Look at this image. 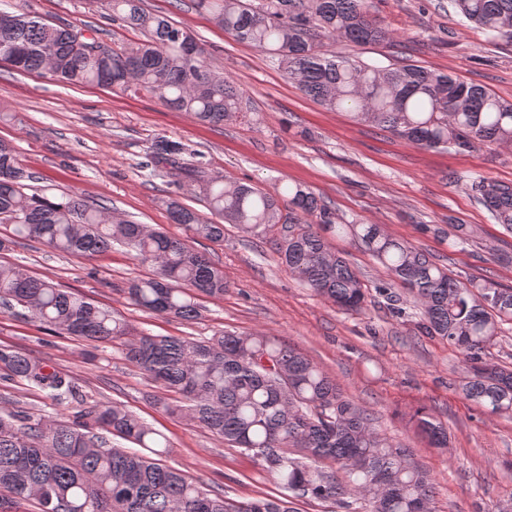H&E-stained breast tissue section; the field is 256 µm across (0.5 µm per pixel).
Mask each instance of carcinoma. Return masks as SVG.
<instances>
[{
  "mask_svg": "<svg viewBox=\"0 0 512 512\" xmlns=\"http://www.w3.org/2000/svg\"><path fill=\"white\" fill-rule=\"evenodd\" d=\"M215 24L266 52L307 97L331 112L388 131L421 148L469 152L512 146V102L482 86L415 64H368L329 56L323 38L355 45L384 41L390 31L370 12V0H194ZM457 15L492 38L512 39V0H451ZM112 23L141 31L133 48L87 56L66 27L19 9L0 12V62L48 74L73 85L95 84L122 93L146 92L166 107L205 124H222L242 111L241 92L210 68L204 49L183 28L149 12L144 0H103ZM209 210L207 218L175 199L163 204L193 237L219 243L224 225L245 235L281 226L277 253L291 277L346 312H359L368 288L349 261L333 252L322 232L350 235L406 290L394 299L420 310L419 328L461 350L463 397L491 415H512V369L489 357L502 325L512 323V288L488 280L457 279L428 253L379 224H338L309 188L288 183L266 192L224 181L196 168L187 175ZM29 175L14 148L0 142V251L37 241L67 255L93 256L118 243L153 267L130 282V300L146 312L193 321L198 297L224 296V270L182 239L120 219L81 197L26 192ZM288 193V215L278 194ZM471 192L492 219L512 234V184L481 179ZM478 234L454 224L448 246ZM21 308L55 333L98 344L117 343L160 392L153 402L199 423L259 463L286 491L235 501L188 480L154 458L155 430L120 404L89 403L69 376L19 349H0V372L53 400L74 402L73 418L0 410V507L31 501L37 512H294L291 500H331L349 512L350 496L370 512H432L434 478L413 452L396 445L368 410L299 351L261 332H224L202 339L154 335L109 308L18 265L0 263V309ZM418 427L436 448L445 428L422 414ZM119 437L152 450L145 455L112 442Z\"/></svg>",
  "mask_w": 512,
  "mask_h": 512,
  "instance_id": "carcinoma-1",
  "label": "carcinoma"
}]
</instances>
